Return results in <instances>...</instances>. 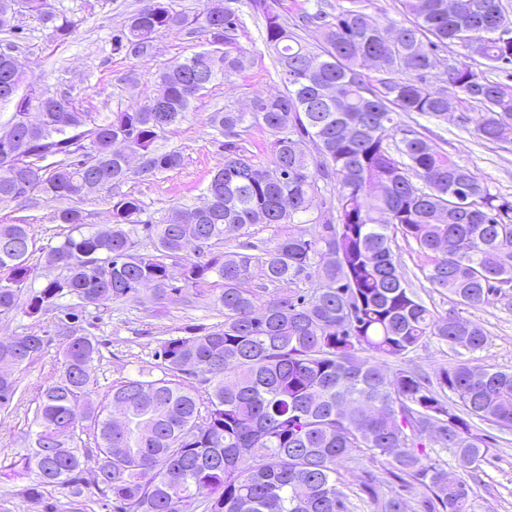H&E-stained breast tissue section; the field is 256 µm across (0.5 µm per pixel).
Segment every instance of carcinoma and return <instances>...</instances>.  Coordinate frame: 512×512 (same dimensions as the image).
<instances>
[{
  "label": "carcinoma",
  "instance_id": "obj_1",
  "mask_svg": "<svg viewBox=\"0 0 512 512\" xmlns=\"http://www.w3.org/2000/svg\"><path fill=\"white\" fill-rule=\"evenodd\" d=\"M231 2L204 0L189 13L145 0L125 20L112 35L118 54L150 57L172 28L207 43L159 71L134 107L100 121L61 94L28 124L29 95L15 103L16 142L0 151V206L64 200L53 221L71 233L46 253L63 275L37 288L31 225L0 224V319L32 318L25 332L0 340V411L19 391L16 372L53 348L60 360L58 378L37 398L27 454L10 468L33 476L27 498L56 487L72 512H86L92 494L106 512H352L338 477L350 461L372 512H475L473 482L491 448L475 423L512 431V369L461 361L430 376L400 360L432 340L472 351L487 343L456 306L487 305L512 286V199L491 193L398 116L445 119L474 103L478 138L511 143L512 16L502 0H400L410 19L383 24L363 0L334 14L318 0L292 18L276 0H250L284 91L253 95L245 111L210 113L224 163L206 205L143 220V202L113 189L181 167V152L155 143L197 96L249 64ZM17 6L52 24L59 41L75 30L50 0H0V32H11L3 16ZM301 26L321 31L318 48L303 42ZM450 44L468 54L437 75L436 54ZM368 70L380 74L376 82ZM252 127L269 135L265 163L248 156L243 133ZM93 185L110 193L105 229L85 222ZM330 189L337 218H308ZM254 224H287L288 234L205 257L211 243ZM398 232L427 258L423 278L452 296L447 313H434L412 288L392 247ZM177 261L182 287L170 274ZM270 285L277 297L266 300ZM185 286L211 299L224 321L158 341L161 377H128L112 387L110 406L94 405L104 342L89 328L98 313L146 289L160 303ZM88 433L92 474L83 467ZM428 443L452 450L454 476L431 459ZM380 458L382 473L370 467ZM415 486L411 509L405 491Z\"/></svg>",
  "mask_w": 512,
  "mask_h": 512
}]
</instances>
